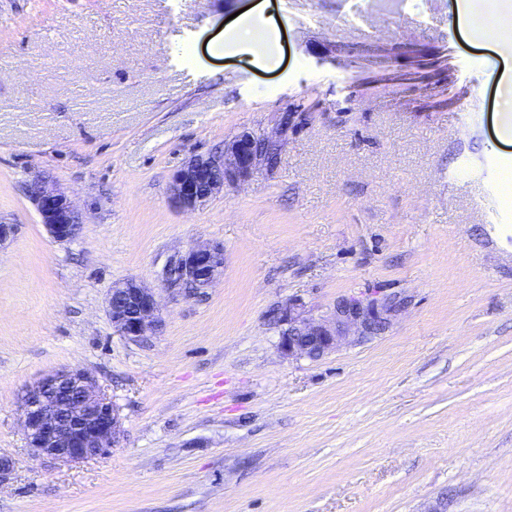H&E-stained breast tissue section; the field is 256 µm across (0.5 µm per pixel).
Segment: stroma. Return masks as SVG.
Segmentation results:
<instances>
[{"label":"stroma","instance_id":"35a3bbf8","mask_svg":"<svg viewBox=\"0 0 512 512\" xmlns=\"http://www.w3.org/2000/svg\"><path fill=\"white\" fill-rule=\"evenodd\" d=\"M256 0H0V512H512V95L485 26L512 0H265L274 67L224 39ZM481 107L467 110L470 100ZM290 131L274 170L185 211L190 154ZM45 172L85 212L55 242L26 196ZM224 248L201 294L189 246ZM154 288L133 343L105 301ZM400 295L383 334L316 360L278 348L291 300ZM83 368L117 406L104 456L34 457L20 404ZM176 283L198 291L211 288L224 274V249L218 244L191 246L178 259ZM107 311L118 334L131 342L154 335L160 323L159 301L154 289L134 278L112 287Z\"/></svg>","mask_w":512,"mask_h":512}]
</instances>
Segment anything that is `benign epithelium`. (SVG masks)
<instances>
[{
    "label": "benign epithelium",
    "instance_id": "7a95c632",
    "mask_svg": "<svg viewBox=\"0 0 512 512\" xmlns=\"http://www.w3.org/2000/svg\"><path fill=\"white\" fill-rule=\"evenodd\" d=\"M306 116L283 113L274 131L245 130L207 155L193 154L174 171L171 201L187 211L204 206L228 186L244 184L259 167L279 164L283 137ZM27 197L50 237L71 242L80 234L82 212L69 192L38 173L26 183ZM176 283L199 290L210 288L224 274V249L218 244H197L177 262ZM405 307L393 296L368 295L336 301L328 317L307 314L291 300L278 308V348L289 358L318 360L343 344L377 337ZM112 326L120 336L139 342L154 335L160 323L154 289L134 278L115 284L107 299ZM22 425L26 443L37 456L61 462H80L110 452L121 433L118 409L101 393L95 377L84 369H70L41 378L22 399Z\"/></svg>",
    "mask_w": 512,
    "mask_h": 512
}]
</instances>
